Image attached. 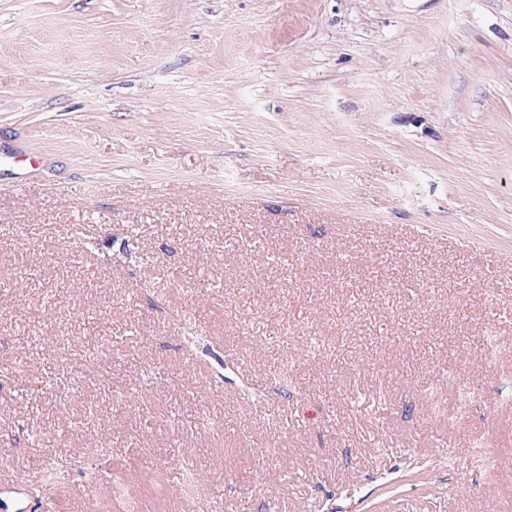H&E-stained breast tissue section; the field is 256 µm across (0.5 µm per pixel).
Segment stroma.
Instances as JSON below:
<instances>
[{
  "label": "stroma",
  "mask_w": 512,
  "mask_h": 512,
  "mask_svg": "<svg viewBox=\"0 0 512 512\" xmlns=\"http://www.w3.org/2000/svg\"><path fill=\"white\" fill-rule=\"evenodd\" d=\"M54 453L53 512H512V0H0V467Z\"/></svg>",
  "instance_id": "stroma-1"
}]
</instances>
